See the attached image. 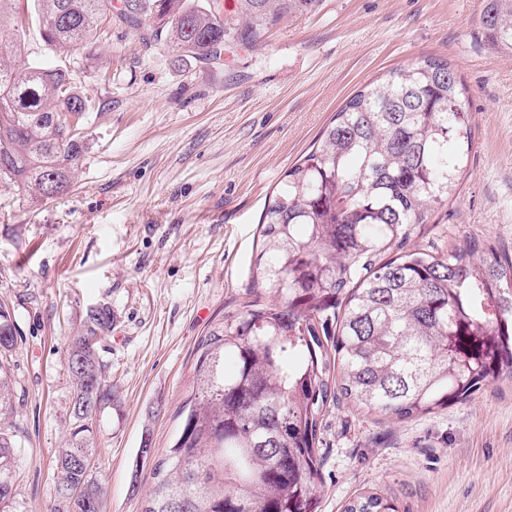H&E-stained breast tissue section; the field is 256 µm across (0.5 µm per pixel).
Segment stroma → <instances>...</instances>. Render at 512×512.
Masks as SVG:
<instances>
[{"mask_svg":"<svg viewBox=\"0 0 512 512\" xmlns=\"http://www.w3.org/2000/svg\"><path fill=\"white\" fill-rule=\"evenodd\" d=\"M487 0H311L252 45L205 62L146 45L117 15L63 55L27 28L19 62L68 67L97 110L71 185L38 201L0 178V302L22 334L10 356L17 443L9 512H50L52 460L71 420L64 362L86 308L116 316L100 354L121 399L97 428L105 512H138L143 434L165 454L196 346L248 299L257 224L285 171L360 88L396 66L448 60L468 89L474 148L456 197L410 246L457 239L512 255V56L488 43ZM161 412H154V405ZM320 512L358 493L399 512H512V380L401 421L349 401L323 421Z\"/></svg>","mask_w":512,"mask_h":512,"instance_id":"stroma-1","label":"stroma"}]
</instances>
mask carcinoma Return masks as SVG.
Returning a JSON list of instances; mask_svg holds the SVG:
<instances>
[{
  "mask_svg": "<svg viewBox=\"0 0 512 512\" xmlns=\"http://www.w3.org/2000/svg\"><path fill=\"white\" fill-rule=\"evenodd\" d=\"M310 0H122L118 16L154 42L205 61L226 41L254 42L285 9ZM43 42L93 44L112 0H37ZM484 33L512 55V0H487ZM94 109L66 68H20L0 50V178L38 200L70 185ZM466 87L446 60L395 67L354 93L317 144L284 173L258 224L256 300L214 321L196 347L178 436L153 461L140 512H318L321 428L338 397L397 419L469 400L512 379V258L475 240L448 254L405 249L455 196L472 146ZM488 257L475 260L477 252ZM112 306L86 309L67 342L72 423L53 460L51 512H103L104 489L78 458L97 454L86 424L117 407L98 344ZM0 512L14 499L17 444L10 353L18 331L0 303ZM344 512H397L374 491Z\"/></svg>",
  "mask_w": 512,
  "mask_h": 512,
  "instance_id": "1",
  "label": "carcinoma"
}]
</instances>
